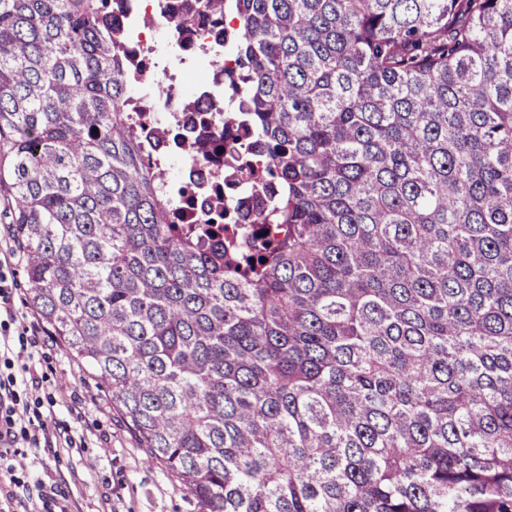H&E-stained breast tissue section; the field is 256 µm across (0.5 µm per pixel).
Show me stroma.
<instances>
[{
  "instance_id": "1",
  "label": "stroma",
  "mask_w": 512,
  "mask_h": 512,
  "mask_svg": "<svg viewBox=\"0 0 512 512\" xmlns=\"http://www.w3.org/2000/svg\"><path fill=\"white\" fill-rule=\"evenodd\" d=\"M28 288L22 263L0 269V295L15 313L14 319L0 323V336L36 343L42 383L20 397L28 403L53 402L54 425L76 438L73 447L54 456L26 449L29 473L62 479L72 512H192L183 487L147 461L104 388L46 336L28 304Z\"/></svg>"
}]
</instances>
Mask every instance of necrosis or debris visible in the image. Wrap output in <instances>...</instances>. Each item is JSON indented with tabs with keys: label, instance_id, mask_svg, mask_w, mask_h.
I'll return each mask as SVG.
<instances>
[{
	"label": "necrosis or debris",
	"instance_id": "necrosis-or-debris-1",
	"mask_svg": "<svg viewBox=\"0 0 512 512\" xmlns=\"http://www.w3.org/2000/svg\"><path fill=\"white\" fill-rule=\"evenodd\" d=\"M110 2L124 35L127 108L175 223L203 224L216 212L244 236L246 204L260 190L247 166L253 152L242 100L231 87L238 20L226 11L205 14L186 35L171 22L186 0ZM210 141L215 147L207 155L193 154Z\"/></svg>",
	"mask_w": 512,
	"mask_h": 512
}]
</instances>
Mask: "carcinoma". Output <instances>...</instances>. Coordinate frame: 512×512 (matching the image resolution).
<instances>
[{
  "instance_id": "1",
  "label": "carcinoma",
  "mask_w": 512,
  "mask_h": 512,
  "mask_svg": "<svg viewBox=\"0 0 512 512\" xmlns=\"http://www.w3.org/2000/svg\"><path fill=\"white\" fill-rule=\"evenodd\" d=\"M234 6L254 251L172 223L109 0H0L31 308L196 512H512V0Z\"/></svg>"
}]
</instances>
